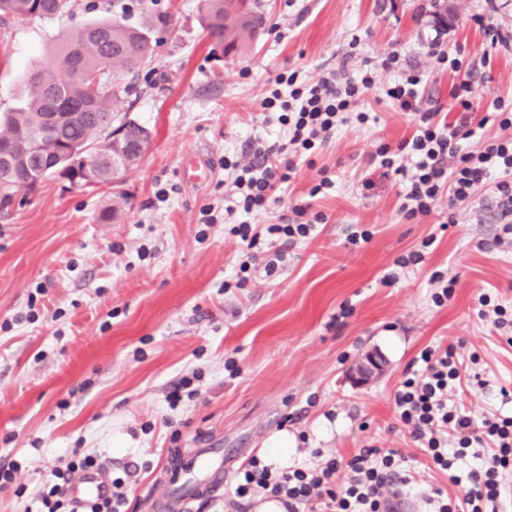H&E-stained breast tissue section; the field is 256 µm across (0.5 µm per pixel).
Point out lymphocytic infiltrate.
Returning <instances> with one entry per match:
<instances>
[{
  "mask_svg": "<svg viewBox=\"0 0 512 512\" xmlns=\"http://www.w3.org/2000/svg\"><path fill=\"white\" fill-rule=\"evenodd\" d=\"M429 55L439 71L457 76L449 95L457 112L449 117L424 108L425 74L403 59L399 51L382 57L379 66L364 64L344 68L304 85L296 74L277 75L268 96L267 110H277L288 134L280 141L253 142L252 157L232 162L233 187L245 218L234 231L247 248L259 242L249 217L281 202L299 160L325 145L350 121L366 123L359 106L375 84V70L391 73L385 96L392 107L412 117L414 130L397 145H380L369 156L371 175L363 190L376 181L394 178L404 183L399 212L404 220L428 216L440 198L449 207L467 203L479 187L490 184L499 198L502 216L512 215V100L493 98L479 120H472L474 81L459 53L432 43ZM497 129L486 137L487 129ZM323 213H309L307 205L294 204L290 214L267 225L271 240L296 243L310 238ZM462 362L454 347L428 346L416 358L395 395L399 422L430 458L434 469L448 472L461 491L454 497H429V512H505L504 494L512 478V416H487L481 425L454 405L451 395L461 384ZM403 458L397 451L366 448L350 459L331 458L314 469L278 468L254 456L241 467L234 489L237 498L266 494L283 502L288 512H387L386 485L400 475ZM97 456L73 450L65 468L54 469V484L40 497L44 512H125L124 482L111 481L109 494L76 510L69 490L77 475L99 470ZM348 473L338 484L339 470Z\"/></svg>",
  "mask_w": 512,
  "mask_h": 512,
  "instance_id": "obj_1",
  "label": "lymphocytic infiltrate"
}]
</instances>
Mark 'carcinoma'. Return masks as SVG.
<instances>
[{"mask_svg":"<svg viewBox=\"0 0 512 512\" xmlns=\"http://www.w3.org/2000/svg\"><path fill=\"white\" fill-rule=\"evenodd\" d=\"M246 0H202L201 25L212 50L238 54L255 39L264 17ZM69 0H0V20L66 13ZM167 12L148 11L132 22L125 12L88 23L59 39L47 61L24 77L20 104L0 111V143L13 152L0 161V195L25 187L33 193L55 176L83 188L110 185L130 170V156L105 143L114 107L129 95L120 77L138 71L154 53V34L170 30ZM53 112L68 116L50 122Z\"/></svg>","mask_w":512,"mask_h":512,"instance_id":"cac0c4a2","label":"carcinoma"}]
</instances>
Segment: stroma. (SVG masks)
<instances>
[{
	"label": "stroma",
	"mask_w": 512,
	"mask_h": 512,
	"mask_svg": "<svg viewBox=\"0 0 512 512\" xmlns=\"http://www.w3.org/2000/svg\"><path fill=\"white\" fill-rule=\"evenodd\" d=\"M73 3L54 20L0 22V109L19 101L27 67L58 35L104 17L111 0ZM198 5L159 0L171 30L126 78L132 92L116 113L153 133L138 165L95 189L49 180L0 218V463L20 466L0 490V512H36L52 469L75 448L124 480L127 512H155L175 460L201 448L223 449L224 488L190 512H261L258 499L232 494L255 454L313 468L333 455L394 449L421 483H393L390 496L457 494L398 426L393 397L425 346L451 345L465 360L457 396L473 424L512 415V346L478 313L483 293L512 307V245L497 241L494 193L478 190L454 209L440 200L411 223L398 211L399 184L362 191L369 155L413 131L384 96L389 74L377 72L362 103L368 123L344 127L312 165L299 166L289 196L252 218L271 224L307 201L325 223L315 237L282 245L281 261L259 250L239 288L242 244L224 221V163L246 157L249 139L283 135L261 108L280 73L315 81L396 49L426 72L427 106L446 112L454 75L434 70L436 39L472 64L479 102L512 98V0H455L443 25L431 0H256L267 24L242 56L213 53ZM323 169L335 175L336 193L306 199ZM115 202L116 219L103 221ZM354 224L371 232L368 243L347 245ZM431 235L418 269L385 283L395 259ZM435 271L456 281L440 306ZM344 304L353 312L342 319ZM371 353L382 373L354 385L350 370ZM229 360L237 375L225 370ZM183 378L195 394L170 407ZM282 439L288 449L279 453Z\"/></svg>",
	"instance_id": "35a3bbf8"
}]
</instances>
